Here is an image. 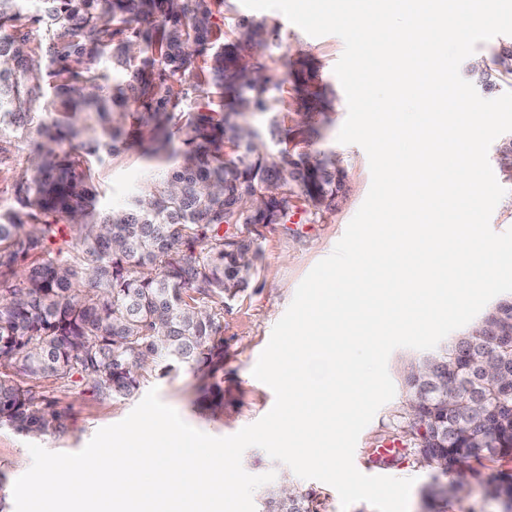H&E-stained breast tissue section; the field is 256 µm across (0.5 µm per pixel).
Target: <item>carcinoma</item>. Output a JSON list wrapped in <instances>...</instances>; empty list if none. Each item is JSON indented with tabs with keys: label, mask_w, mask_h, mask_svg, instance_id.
Listing matches in <instances>:
<instances>
[{
	"label": "carcinoma",
	"mask_w": 512,
	"mask_h": 512,
	"mask_svg": "<svg viewBox=\"0 0 512 512\" xmlns=\"http://www.w3.org/2000/svg\"><path fill=\"white\" fill-rule=\"evenodd\" d=\"M224 0H0V155L36 134L28 170L14 182L17 207L0 211V428L31 437L61 433L67 415L39 391L42 381L79 377L100 398H127L145 376L224 368V307L258 274L259 228L298 211L331 209L346 179L329 157L266 141L306 143L313 109L327 105L313 86L315 62L300 56L282 77L267 31L243 20L232 33L213 22ZM486 86L512 77V43L474 63ZM292 81L309 111L286 126L273 92ZM201 102L185 111L188 90ZM218 92L220 111L207 99ZM133 104L138 112H128ZM266 114L265 132L246 121ZM138 147L158 180L118 209L98 208L92 170L103 155ZM502 299L479 323L493 330ZM475 351L506 363L512 351L466 330L408 365L402 456L445 482L428 498L460 495V461L512 455V393L478 366ZM440 361L448 380L477 395L474 432L456 426L455 397L421 401V368ZM501 512H512V474L485 477ZM263 512H319L283 480Z\"/></svg>",
	"instance_id": "1"
}]
</instances>
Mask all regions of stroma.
<instances>
[{
    "mask_svg": "<svg viewBox=\"0 0 512 512\" xmlns=\"http://www.w3.org/2000/svg\"><path fill=\"white\" fill-rule=\"evenodd\" d=\"M263 23L267 28L268 55L277 62L280 73H287L288 63L306 54L316 59L317 82L326 87L330 103L324 114L316 116L318 134L309 144H298V151L336 156L345 169V188L335 207L316 218L300 212L289 227L272 224L263 228L256 245L261 259L257 283L235 300L224 313V369L215 376L183 369L164 378L149 377L133 396L100 399L87 392L81 383L67 386L46 380L41 391L46 398L68 414L63 433L30 440L29 437L0 428V473L5 481L0 491L12 496L15 480L31 466L27 449L36 442L52 452L75 453L85 447L103 427L123 420L150 389H157L160 399L174 408L193 428L212 436L235 434L250 425L274 405L270 387L252 375L260 353L267 346L274 325L290 305L295 290L313 266L327 257L343 236L349 221L363 203L371 184L368 158L355 144L338 143L337 135L347 117L343 88L333 69L344 50L342 39L335 35L312 37L287 21L279 11H258L246 8L241 0H228L224 8L225 28L240 20ZM153 175L151 164L137 151L123 150L104 156L96 166L95 182L105 208L123 205L134 192L147 187ZM422 351L411 348L394 350L388 360L390 377L397 387L394 398L384 404L359 436L354 464L369 476H390L413 479L408 512H497L495 501L486 496L483 487L471 484L463 497L450 503L429 502L424 496L431 483L429 471L419 468L412 459H403L393 466L377 464L381 452L395 454L401 450L398 417L404 410L405 395L400 389L404 366L422 358ZM224 389V407L211 410L201 400L212 384ZM242 465L250 474L275 472L277 479L288 480L299 490L314 493L320 512H373L370 504L358 502L342 510L336 490L321 481L303 479L284 464L273 461L265 451L252 447L245 451Z\"/></svg>",
    "mask_w": 512,
    "mask_h": 512,
    "instance_id": "obj_1",
    "label": "stroma"
}]
</instances>
